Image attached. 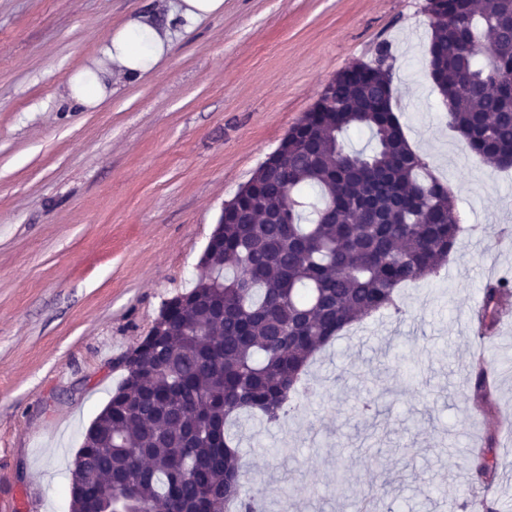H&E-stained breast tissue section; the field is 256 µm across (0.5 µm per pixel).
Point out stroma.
Listing matches in <instances>:
<instances>
[{"instance_id": "stroma-1", "label": "stroma", "mask_w": 512, "mask_h": 512, "mask_svg": "<svg viewBox=\"0 0 512 512\" xmlns=\"http://www.w3.org/2000/svg\"><path fill=\"white\" fill-rule=\"evenodd\" d=\"M177 0H0V512H70L83 436L121 384L125 354L164 301L192 288L226 203L324 84L379 45L396 58L392 108L451 190L462 245L318 352L312 392L266 441L242 438L268 512H463L466 459L496 466L512 512V319L479 343L468 308L512 275V170L466 151L429 75L426 0H224L173 28L141 77L96 104L63 95L112 34ZM494 368L484 408L465 396L476 347ZM379 413L353 412L364 398Z\"/></svg>"}]
</instances>
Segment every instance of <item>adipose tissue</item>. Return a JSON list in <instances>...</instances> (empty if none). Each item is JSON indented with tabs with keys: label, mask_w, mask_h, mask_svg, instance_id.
I'll return each instance as SVG.
<instances>
[{
	"label": "adipose tissue",
	"mask_w": 512,
	"mask_h": 512,
	"mask_svg": "<svg viewBox=\"0 0 512 512\" xmlns=\"http://www.w3.org/2000/svg\"><path fill=\"white\" fill-rule=\"evenodd\" d=\"M167 42V31L153 21L143 17L128 21L113 34L99 69L70 80V99L79 105L93 104L100 98L107 77L142 75L160 59Z\"/></svg>",
	"instance_id": "1"
}]
</instances>
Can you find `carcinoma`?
<instances>
[{
	"label": "carcinoma",
	"mask_w": 512,
	"mask_h": 512,
	"mask_svg": "<svg viewBox=\"0 0 512 512\" xmlns=\"http://www.w3.org/2000/svg\"><path fill=\"white\" fill-rule=\"evenodd\" d=\"M427 13L448 126L493 167H512V94L491 76L512 74V54L481 49L494 32L508 44L512 0H438ZM393 69L382 45L339 72L259 166L241 209L210 239L196 285L163 303L142 359L86 430L78 455L96 479L72 494L71 512H261L233 419L287 420L308 391L310 356L371 314H401L399 289L437 274L461 245L450 190L393 112ZM353 130L369 133L366 147H350ZM255 208L270 222L248 219ZM508 293L507 278L484 288L480 339ZM466 385L486 400L487 367ZM469 472L487 488L494 463L480 452Z\"/></svg>",
	"instance_id": "carcinoma-1"
}]
</instances>
